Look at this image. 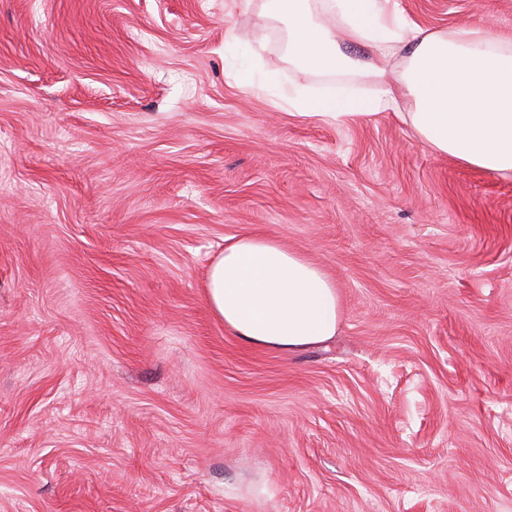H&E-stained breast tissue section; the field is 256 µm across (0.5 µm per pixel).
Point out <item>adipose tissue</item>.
<instances>
[{"label":"adipose tissue","instance_id":"1","mask_svg":"<svg viewBox=\"0 0 512 512\" xmlns=\"http://www.w3.org/2000/svg\"><path fill=\"white\" fill-rule=\"evenodd\" d=\"M288 26V59L315 72L363 75L376 86L358 100L339 86L288 97L297 113L353 122L394 113L434 152L512 175V38L458 27L430 30L398 0H270ZM366 48L365 58L347 53ZM206 298L244 342L295 352L331 340L339 320L330 278L279 242L246 233L209 266Z\"/></svg>","mask_w":512,"mask_h":512}]
</instances>
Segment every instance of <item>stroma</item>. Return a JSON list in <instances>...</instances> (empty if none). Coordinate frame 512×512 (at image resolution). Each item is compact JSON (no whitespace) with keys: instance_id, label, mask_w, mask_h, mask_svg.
Segmentation results:
<instances>
[{"instance_id":"obj_1","label":"stroma","mask_w":512,"mask_h":512,"mask_svg":"<svg viewBox=\"0 0 512 512\" xmlns=\"http://www.w3.org/2000/svg\"><path fill=\"white\" fill-rule=\"evenodd\" d=\"M400 4L512 34V0ZM286 37L268 0H0V512H512V176L289 109L338 77ZM245 233L334 282L331 342L212 312Z\"/></svg>"}]
</instances>
